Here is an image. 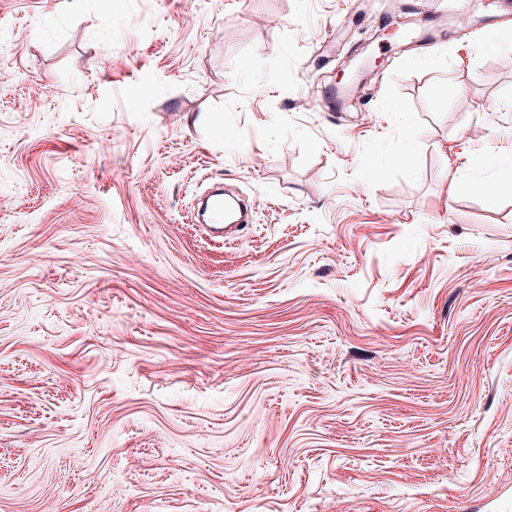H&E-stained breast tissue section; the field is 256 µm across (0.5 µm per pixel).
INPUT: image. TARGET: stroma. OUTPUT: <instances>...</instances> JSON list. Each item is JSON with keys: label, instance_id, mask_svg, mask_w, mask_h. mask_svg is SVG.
Listing matches in <instances>:
<instances>
[{"label": "stroma", "instance_id": "1", "mask_svg": "<svg viewBox=\"0 0 512 512\" xmlns=\"http://www.w3.org/2000/svg\"><path fill=\"white\" fill-rule=\"evenodd\" d=\"M417 3L0 0V512H512V21ZM442 0H427L422 8L416 12L418 15L417 28L409 30L411 40H418L422 45H432L442 37L439 29V17L443 10ZM204 222L206 224H224V191L216 189L205 201Z\"/></svg>", "mask_w": 512, "mask_h": 512}]
</instances>
